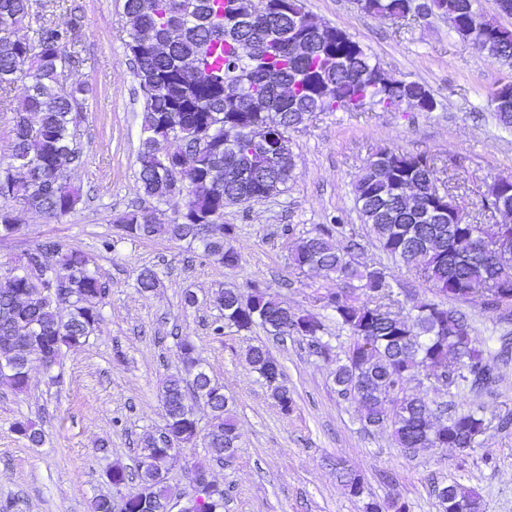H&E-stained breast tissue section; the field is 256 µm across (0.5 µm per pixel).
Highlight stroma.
<instances>
[{"instance_id": "stroma-1", "label": "stroma", "mask_w": 512, "mask_h": 512, "mask_svg": "<svg viewBox=\"0 0 512 512\" xmlns=\"http://www.w3.org/2000/svg\"><path fill=\"white\" fill-rule=\"evenodd\" d=\"M304 3L320 23L367 48L391 78L426 83L438 105L430 112L367 104L356 112L315 113L291 134L297 169L287 189L225 209V223L235 227L229 244L242 257L241 267L232 269L188 242L123 238L114 225L128 207H152L136 176L143 99L125 46L123 0H32L30 21L20 31L27 40L40 25L67 21L73 13L81 18V62L66 70L65 79L88 90L80 126L86 162L71 174L83 201L56 222L18 212L17 231L0 239V275L37 241L62 237L91 254L112 294L102 309L101 333L66 354L60 383L35 361L25 392L0 386V505H10V512H88L94 497L113 496L107 469L134 466L139 439L165 423L162 387L181 362L174 344L159 338L172 331L195 341L204 366L235 401L237 456L211 470L230 488L224 512H364L369 499L393 496L409 512H438L432 485L452 481L478 493L482 512H512V427L499 425L512 414V363L501 367L493 393L440 394L482 409L486 430L475 450L430 448L410 455L389 431L364 428L357 402L337 396L331 365L305 338L280 342L259 327L212 332L222 317L213 292L236 288L246 295L257 286L298 313L317 315L332 345H347V332L321 301L329 282L297 269L291 250L300 236L338 219L355 227L357 262L383 261L352 194L355 177L377 150L428 154L470 224L498 222L482 196L496 177L512 176V131L498 126L487 105L489 91L512 80V68L491 62L441 16L394 24L366 14L357 0ZM145 266L160 278L147 295L135 288L136 272ZM187 290L197 297L195 307L182 303ZM461 309L478 345L494 351L504 329L497 314L477 301ZM258 344L280 363L294 391L289 414L281 413L246 360L248 348ZM26 419L42 428V445H29L16 433V422ZM340 465L363 476V496H350L340 483Z\"/></svg>"}]
</instances>
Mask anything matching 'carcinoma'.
Wrapping results in <instances>:
<instances>
[{
  "label": "carcinoma",
  "mask_w": 512,
  "mask_h": 512,
  "mask_svg": "<svg viewBox=\"0 0 512 512\" xmlns=\"http://www.w3.org/2000/svg\"><path fill=\"white\" fill-rule=\"evenodd\" d=\"M411 2L366 0L365 12L398 21L411 14ZM425 6L451 18L458 37L494 41V59L512 65V30L499 24L492 10L479 8L478 0H425ZM254 7V0H124L126 47L143 97L137 179L143 194L156 204L182 197L188 210L157 224H142L137 211H125L119 224L122 235L187 241L209 260L236 268L241 257L227 243L234 227L226 225L224 233L209 235L208 218L221 220L228 206L266 200L286 189L296 169L291 131L317 112H357L367 98L385 110L404 104L418 112L434 109L435 98L425 84L377 74L378 64L345 31L335 29L332 41L322 46L318 23L304 11L302 0H266L261 14ZM31 8V0H0L1 106L10 101L20 77L26 79L21 110L13 117L11 154L0 162V187L8 189L0 192V237L15 231L9 201L48 219L71 213L82 201L81 189L62 177V170L86 162L75 112L83 106L87 89H65L61 83V73L81 62L74 51L78 24L43 25L32 42L18 38ZM239 89L264 98L266 110L246 112L228 103ZM490 104L500 126L511 129L512 93L505 96L496 87ZM32 113L39 115L37 138L29 129ZM166 124L176 127L172 162L185 168V182L156 158L152 133ZM202 129L210 131L216 148L200 150ZM226 137L233 141L230 156L217 148ZM226 162L245 176L224 182ZM438 181L426 154L386 148L381 158L365 164L353 185L359 217L378 248L432 288L433 298L406 318L392 312L400 300L390 288L388 267L381 262L360 266L333 243L335 232L355 236L354 226L317 228L291 253L296 268L313 269L336 285L321 301L349 332L333 370L337 395L359 404L364 426L388 427L399 447L415 451L472 449L485 431V419L472 408L450 410L438 400L409 394L408 382L435 389L432 371L440 368L446 371V386L481 392L500 375L477 346L465 315L451 302L479 299L484 308L499 312L501 321H512V312L505 309L512 303V262L502 263L494 243L476 237L484 225L463 223L462 207L450 217L435 219L440 201L430 189ZM19 262L27 270L25 277H0V383L23 392L32 359L50 373L67 351L86 344L100 326L110 286L92 256L65 239L40 241ZM135 282L142 292L160 285L151 268L138 270ZM213 299L224 311L226 327L249 331L259 326L272 336L301 335L313 353L330 357L322 322L295 313L265 290L256 288L244 296L235 288H219ZM175 346L182 371L169 377L163 389L164 426L143 437L135 470L114 465L107 472L117 490L134 479L136 490L117 500L97 497L90 512H162L180 496L187 497L188 512H224L229 489L211 479L210 467L237 452L233 401L200 363L191 337L176 338ZM246 360L281 411L290 412L292 392L281 382L282 374L272 372L266 346L250 347ZM199 403L212 415L205 428L194 414ZM15 431L32 446L43 442L42 430L29 421L16 423ZM199 439L208 462L190 463L184 450ZM175 469L197 474L205 497L173 490L168 475ZM344 483L351 496L363 495L360 474L345 473ZM447 487L462 512H481L475 493L456 482ZM365 512H409V507L395 498L373 499Z\"/></svg>",
  "instance_id": "1"
}]
</instances>
